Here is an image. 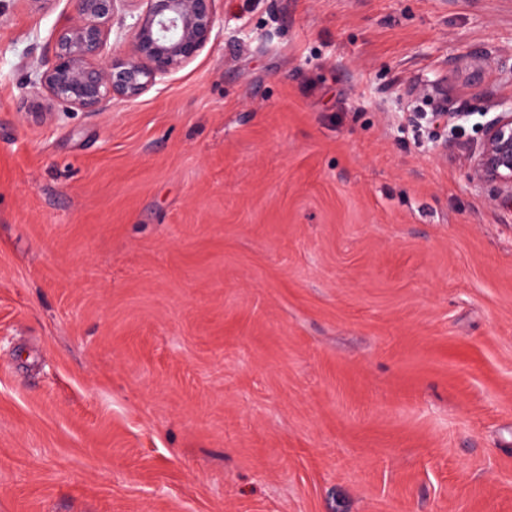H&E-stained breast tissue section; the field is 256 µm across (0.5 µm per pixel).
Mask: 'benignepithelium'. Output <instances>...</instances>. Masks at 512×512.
Returning a JSON list of instances; mask_svg holds the SVG:
<instances>
[{
  "label": "benign epithelium",
  "mask_w": 512,
  "mask_h": 512,
  "mask_svg": "<svg viewBox=\"0 0 512 512\" xmlns=\"http://www.w3.org/2000/svg\"><path fill=\"white\" fill-rule=\"evenodd\" d=\"M72 11L55 28L52 61L33 84L59 112H101L132 101L191 64L220 38L217 0H68ZM130 14V48L110 46L112 21ZM469 149V179L512 208V93L483 113Z\"/></svg>",
  "instance_id": "benign-epithelium-1"
}]
</instances>
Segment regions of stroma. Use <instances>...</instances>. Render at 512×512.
Instances as JSON below:
<instances>
[{
  "label": "stroma",
  "instance_id": "1",
  "mask_svg": "<svg viewBox=\"0 0 512 512\" xmlns=\"http://www.w3.org/2000/svg\"><path fill=\"white\" fill-rule=\"evenodd\" d=\"M216 8L36 122L71 8L0 0V512H512V210L415 93L492 110L512 0Z\"/></svg>",
  "mask_w": 512,
  "mask_h": 512
}]
</instances>
